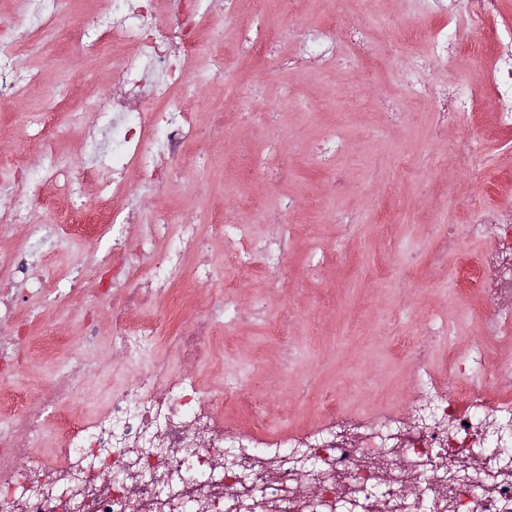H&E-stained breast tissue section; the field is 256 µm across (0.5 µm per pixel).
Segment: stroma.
<instances>
[{"label":"stroma","mask_w":512,"mask_h":512,"mask_svg":"<svg viewBox=\"0 0 512 512\" xmlns=\"http://www.w3.org/2000/svg\"><path fill=\"white\" fill-rule=\"evenodd\" d=\"M346 10L353 23L367 26L376 47L409 33L403 0H378L370 16L358 13L356 0H346ZM69 23V18H61L56 31L24 47L18 58L20 67L36 71L39 80L29 88L22 107L0 106L8 137L0 145V183L14 175L12 157H21L32 167L42 162L36 143L16 137L25 113L56 107L60 154L82 155L76 133L68 127V114L89 112L91 101L102 90L101 79L112 65V56L105 52L88 65L74 64ZM226 64L223 83L210 85L201 101L189 105L199 120H206L211 106L237 97L240 84L253 82L258 74L255 64L233 54L227 55ZM285 86L294 90L288 104L281 107L285 147L297 163L283 192L301 201L299 241L291 256L295 273L283 300L270 303L268 315L276 317L284 304L294 307L292 339L297 364L292 372L283 371L276 344L266 336L263 323L256 322L240 327L231 346L216 344L213 364L195 368L204 381L216 365L247 377L250 397L271 398L268 428L274 433L308 423L310 403L300 390L304 383L314 393L335 390L343 407L361 413L390 406L405 410L424 399L427 391L415 385L398 344L403 337L417 334L433 314L449 313L455 318L449 337L434 348L437 374L445 372L443 358L448 348L461 349L483 340L484 325L477 312L484 301L461 288L456 256H449L440 267L432 266L429 257L445 225L460 222L463 195L474 191L479 182L493 184L502 172L512 171V148L503 147L494 136L479 140L484 156L480 174L452 164L460 127L451 125L446 137L434 140L431 112L408 104L391 67L364 75L356 71L334 74L318 72L305 61L271 79L265 88L267 99H278ZM382 98L402 109L397 127L386 124L378 105ZM332 126L344 129L354 148L330 162H315L311 148ZM208 149L212 164L198 177L203 192L191 195L186 185L175 184L164 197V205L190 207L193 216L202 220L225 201L248 196L260 199V182L239 162L242 155L265 151L263 144L251 140L248 127H241L230 138L211 141ZM339 173L345 178L343 190L326 197L327 184ZM333 210L355 213L357 224L331 222ZM314 251L324 253L326 261L317 275L310 276L305 264ZM90 257L87 240L61 232L53 249L46 252L44 264L51 273L69 275ZM381 265L387 266L388 274L379 280L373 271ZM19 310L36 349L28 354L21 375L0 393V412L10 410L18 417L25 413L26 397L40 389L52 372L47 347L60 341L77 345L87 313L86 307L50 299L34 306L21 303ZM88 363L84 395L77 407L82 414L99 410L114 390L132 381L127 360L112 352L108 323H100Z\"/></svg>","instance_id":"stroma-1"}]
</instances>
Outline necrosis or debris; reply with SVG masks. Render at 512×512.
<instances>
[{"mask_svg":"<svg viewBox=\"0 0 512 512\" xmlns=\"http://www.w3.org/2000/svg\"><path fill=\"white\" fill-rule=\"evenodd\" d=\"M23 2L19 21L30 39L54 27L71 5ZM111 2L104 16L77 14L72 22L73 58L112 53L107 88L94 102L97 121L70 115L87 155L61 161L48 111L28 113L22 135L40 144L44 163L20 164L8 188L13 204L0 209V231L28 227L23 245L0 248V317L14 319L17 289L91 310L82 347L68 351L34 410L0 427V512H512V359L492 369L488 352L477 348L454 356L452 379L441 382L427 356L447 322L427 324L402 342L415 381L434 392L410 415L360 414L328 397L316 404L320 428L271 434L267 404L246 396L244 378L206 384L196 375L194 364L211 359L221 329L252 321L281 296L300 205L279 186L293 158L280 148L283 134L272 112L250 124L251 137L267 151L246 164L264 187L266 209L278 217L263 235L218 213L204 233L161 205L142 214L130 201L124 171L138 170L150 195L161 198L185 165L209 166L200 148L205 137L227 138L245 122L242 109L227 107L212 111L208 132H201L180 95L193 83L223 81L224 45L210 34L237 15L239 0H224L218 16L210 0ZM299 2L282 0L274 21L255 11L239 28L234 53L270 78L305 59L324 72L376 62L363 27L338 11L322 28H307L295 18ZM405 3L425 23L416 32L425 50L399 74L410 102L433 112L439 134L487 104L497 133H512V25L503 20L504 0ZM203 47L208 65L198 71L193 64ZM19 52L11 33L1 32V106L15 104L38 79L19 66ZM462 56L476 61V80L434 78L438 65ZM41 184L69 199L75 216L88 217L94 236H111V259L90 260L75 276L49 277L42 258L55 227L30 218ZM502 189L498 206L467 199L462 222L449 225L434 253L438 265L456 254L470 288L488 302L482 317L491 336L512 334V177ZM137 223L143 230L131 254L127 229ZM212 236L223 240L236 269L260 262L265 291L249 307L239 304L235 285L210 260ZM464 240L484 243L478 258L460 252ZM219 280L223 290L201 300L202 287ZM148 303L156 309L149 325L140 320ZM102 313L112 323L113 348L135 364L134 381L100 413L60 431L50 452L31 459L46 424L64 417L80 394L84 347L94 341ZM160 335L164 355L138 364L137 337Z\"/></svg>","mask_w":512,"mask_h":512,"instance_id":"necrosis-or-debris-1","label":"necrosis or debris"}]
</instances>
